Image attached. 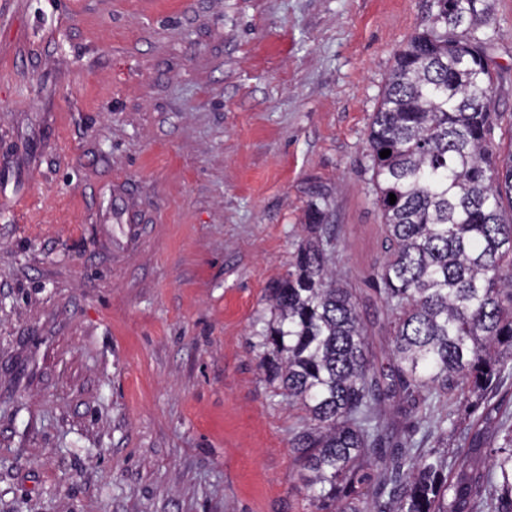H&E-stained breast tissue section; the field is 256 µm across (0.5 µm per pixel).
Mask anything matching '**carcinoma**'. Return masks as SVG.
I'll list each match as a JSON object with an SVG mask.
<instances>
[{
  "label": "carcinoma",
  "mask_w": 512,
  "mask_h": 512,
  "mask_svg": "<svg viewBox=\"0 0 512 512\" xmlns=\"http://www.w3.org/2000/svg\"><path fill=\"white\" fill-rule=\"evenodd\" d=\"M434 4L396 51L367 134L389 242L378 272L389 356L333 266L325 207L267 289L271 319L256 332L259 366L309 421L291 448L315 512H512V148L489 140L500 113L490 39L476 35L491 11ZM450 398L470 409L461 429L439 411ZM389 402L417 426L398 433ZM450 429L453 454L423 450Z\"/></svg>",
  "instance_id": "cac0c4a2"
}]
</instances>
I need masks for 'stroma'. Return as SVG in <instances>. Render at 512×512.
Masks as SVG:
<instances>
[{
  "label": "stroma",
  "mask_w": 512,
  "mask_h": 512,
  "mask_svg": "<svg viewBox=\"0 0 512 512\" xmlns=\"http://www.w3.org/2000/svg\"><path fill=\"white\" fill-rule=\"evenodd\" d=\"M492 6L512 141V0ZM433 0H0V512H313L265 290L327 203L375 350L366 136Z\"/></svg>",
  "instance_id": "1"
}]
</instances>
